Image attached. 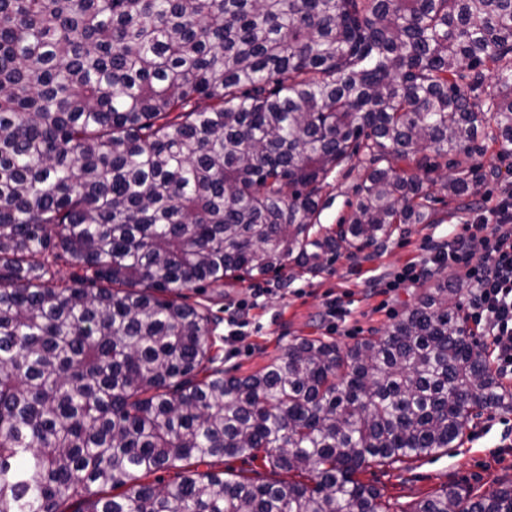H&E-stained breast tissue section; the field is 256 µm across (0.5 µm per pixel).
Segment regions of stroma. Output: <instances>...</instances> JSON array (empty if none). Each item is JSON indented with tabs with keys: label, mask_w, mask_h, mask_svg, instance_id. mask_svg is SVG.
Listing matches in <instances>:
<instances>
[{
	"label": "stroma",
	"mask_w": 512,
	"mask_h": 512,
	"mask_svg": "<svg viewBox=\"0 0 512 512\" xmlns=\"http://www.w3.org/2000/svg\"><path fill=\"white\" fill-rule=\"evenodd\" d=\"M477 162L489 175L479 198L497 197L504 185L512 183V157L500 156L497 146L488 145ZM364 172V160L357 157L332 173L321 192L319 224L332 229L347 217ZM430 192L438 223L402 225L380 249L342 254L317 273L295 268L281 276L270 274L225 287L220 295L212 289L203 295L191 294V302L208 305L220 319L216 333L222 338L225 371L250 374L298 338L324 336L350 346L382 334L415 303L429 281L424 278L387 295L375 288V281L390 277L408 263L422 262L429 246L453 235L456 225L473 214L472 208L462 206L440 186H431ZM260 288L265 294L259 298L255 292ZM334 299L349 310L345 324L336 331L326 315ZM239 304L250 307L249 325L243 335L232 337L226 319ZM361 478L380 490L389 512H413L418 501L452 484L476 495L489 493L512 482V412L483 411L473 419L459 447L436 457L372 463Z\"/></svg>",
	"instance_id": "obj_1"
}]
</instances>
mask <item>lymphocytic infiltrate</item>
Returning a JSON list of instances; mask_svg holds the SVG:
<instances>
[{
    "label": "lymphocytic infiltrate",
    "instance_id": "1",
    "mask_svg": "<svg viewBox=\"0 0 512 512\" xmlns=\"http://www.w3.org/2000/svg\"><path fill=\"white\" fill-rule=\"evenodd\" d=\"M447 268L462 272L470 285L468 319L490 337L497 372L512 376V184L502 188L493 206L466 220L460 232L434 245L426 263L403 267L384 288L391 291Z\"/></svg>",
    "mask_w": 512,
    "mask_h": 512
}]
</instances>
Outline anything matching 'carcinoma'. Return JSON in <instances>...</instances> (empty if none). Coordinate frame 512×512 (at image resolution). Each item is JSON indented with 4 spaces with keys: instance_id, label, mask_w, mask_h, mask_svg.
Listing matches in <instances>:
<instances>
[{
    "instance_id": "obj_1",
    "label": "carcinoma",
    "mask_w": 512,
    "mask_h": 512,
    "mask_svg": "<svg viewBox=\"0 0 512 512\" xmlns=\"http://www.w3.org/2000/svg\"><path fill=\"white\" fill-rule=\"evenodd\" d=\"M482 139L512 155V0H0V512H388L369 464L512 411L460 289L246 376L186 292L440 222L428 153ZM360 153L352 213L316 227ZM453 168L441 188L474 195ZM260 456L291 479L198 470ZM412 512H512V483Z\"/></svg>"
}]
</instances>
